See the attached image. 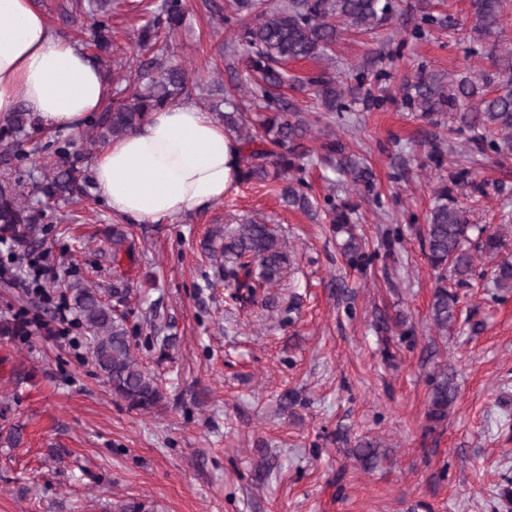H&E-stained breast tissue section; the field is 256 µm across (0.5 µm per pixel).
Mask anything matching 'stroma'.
Listing matches in <instances>:
<instances>
[{
	"label": "stroma",
	"mask_w": 512,
	"mask_h": 512,
	"mask_svg": "<svg viewBox=\"0 0 512 512\" xmlns=\"http://www.w3.org/2000/svg\"><path fill=\"white\" fill-rule=\"evenodd\" d=\"M403 6L388 26L338 44L339 69L378 52L390 74L366 85L344 119L323 112L311 90H284L317 119L310 148L335 133L376 176L378 205L331 187L319 162L305 175L312 196L357 203L353 220L375 255L366 270L348 266L325 213L288 208L276 182L238 184L221 202L156 224L114 215L94 194L51 205L39 247L47 268L107 297L131 289L136 353L167 402L148 415L113 399L81 325L65 336H0V512H112L129 498L156 512H502L503 478L512 477V291L496 288L493 270L512 261V159L474 152L466 134L447 152L451 115L432 125L403 102L422 71L502 77L469 54L464 32L407 38L420 9L462 19L468 0ZM186 12L165 46L171 61L203 89L231 71L246 76L245 55L230 32H216L204 0H188ZM142 23L123 7L113 15L116 61L134 60ZM372 97L384 106H369ZM435 144L446 150L439 167L427 158ZM462 163L475 182L455 196L470 223L505 242L497 254L475 252L464 280L449 278L458 315L443 334L431 320L425 222L435 188ZM255 217L277 226L292 262L269 290L272 304L243 309L228 302L206 243L217 227ZM116 227L135 245L117 262ZM389 228L400 237L391 257L382 246ZM43 306L20 280L0 278V320L38 317ZM380 315L404 324L381 332ZM170 334L176 344L160 358L157 340ZM437 362L454 368L459 391L447 421L429 431L427 376ZM289 392L298 397L291 406ZM361 441L387 450L374 471L350 454Z\"/></svg>",
	"instance_id": "35a3bbf8"
}]
</instances>
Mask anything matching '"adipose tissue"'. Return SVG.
<instances>
[{
  "label": "adipose tissue",
  "mask_w": 512,
  "mask_h": 512,
  "mask_svg": "<svg viewBox=\"0 0 512 512\" xmlns=\"http://www.w3.org/2000/svg\"><path fill=\"white\" fill-rule=\"evenodd\" d=\"M109 87L75 43L52 32L33 0H0V117L26 104L41 127L76 132L102 112ZM239 144L187 101L152 112L95 164L114 214L153 224L224 199L240 180Z\"/></svg>",
  "instance_id": "adipose-tissue-1"
}]
</instances>
